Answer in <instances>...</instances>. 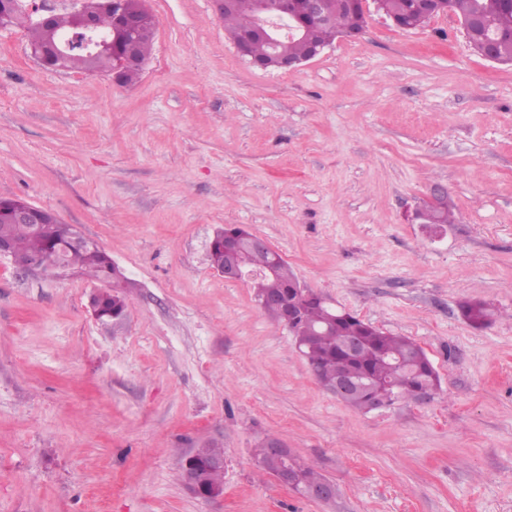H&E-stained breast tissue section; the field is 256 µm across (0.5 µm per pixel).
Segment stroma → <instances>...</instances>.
Masks as SVG:
<instances>
[{
	"instance_id": "35a3bbf8",
	"label": "stroma",
	"mask_w": 512,
	"mask_h": 512,
	"mask_svg": "<svg viewBox=\"0 0 512 512\" xmlns=\"http://www.w3.org/2000/svg\"><path fill=\"white\" fill-rule=\"evenodd\" d=\"M139 80L50 71L0 28V198L51 210L129 279L0 259V512H512V66L454 16L403 31L366 0L359 37L291 71L240 56L211 0H143ZM443 190L441 237L414 212ZM267 240L333 307L414 339L441 387L364 413L317 380L287 327L226 281L216 228ZM496 315L472 328L459 305ZM281 440L336 487L260 471ZM224 448V495L182 462ZM90 304L100 320L112 319V315L122 316L127 306L125 296L114 289L93 294ZM203 454L206 457H219L208 459L206 464L210 467L220 469H212L202 464L198 467L196 472V478L199 484L203 489L208 491L204 492L199 488L193 472V465L198 462L197 448H194L184 459L182 465L184 482L187 489L195 496L204 500L216 499L223 496L224 493V457H220L224 456V448L219 444L213 443L207 446V448H203ZM221 486H223V488L211 489Z\"/></svg>"
}]
</instances>
